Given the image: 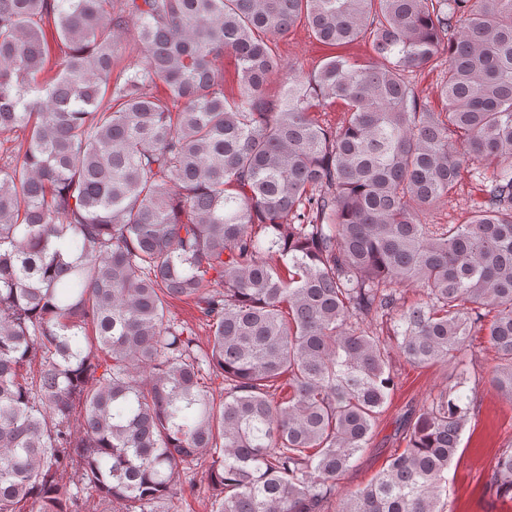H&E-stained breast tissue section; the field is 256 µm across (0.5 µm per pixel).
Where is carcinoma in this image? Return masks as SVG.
<instances>
[{
  "label": "carcinoma",
  "mask_w": 512,
  "mask_h": 512,
  "mask_svg": "<svg viewBox=\"0 0 512 512\" xmlns=\"http://www.w3.org/2000/svg\"><path fill=\"white\" fill-rule=\"evenodd\" d=\"M301 22L369 54L287 65L277 39ZM438 63L440 111L408 80ZM17 131L0 512H76L70 470L86 512H146L203 456L213 512H325L395 391V349L456 384L400 420L405 448L338 512H447L476 337L512 401V0H0V136ZM466 177L465 220L428 222ZM178 297L207 349L169 318ZM490 487L512 496L511 443ZM169 311L172 319L184 321L194 326L197 325V342L202 348H205L208 336L205 327H199L201 315L196 307V300L190 298L174 299L170 302Z\"/></svg>",
  "instance_id": "1"
}]
</instances>
